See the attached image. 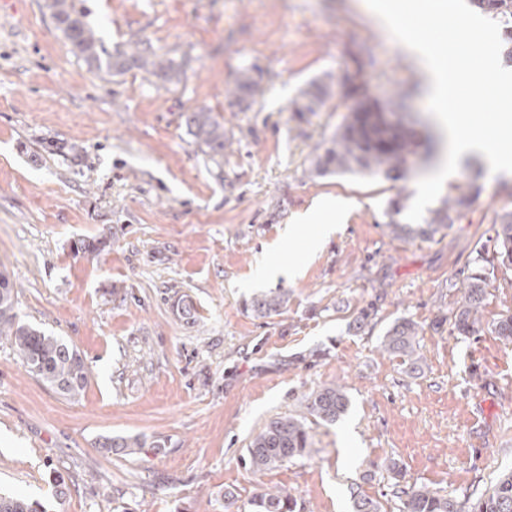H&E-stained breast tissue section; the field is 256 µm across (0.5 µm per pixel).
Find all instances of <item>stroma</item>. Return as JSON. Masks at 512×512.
Returning a JSON list of instances; mask_svg holds the SVG:
<instances>
[{"mask_svg": "<svg viewBox=\"0 0 512 512\" xmlns=\"http://www.w3.org/2000/svg\"><path fill=\"white\" fill-rule=\"evenodd\" d=\"M43 3L0 0V271L19 319L72 344L89 374L66 400L0 337V492L43 512H224L225 493L244 503L282 487L303 512H351L360 495L397 512L396 486L469 504L512 468V344L489 331L512 314V271L490 280L483 331L449 324L493 212L512 209V179L483 183L463 223L434 237L391 234L382 213L415 194L433 142L421 92L395 94L423 71L361 0H76L108 53L151 47L182 64L177 84L89 70ZM250 65L262 91L243 107L229 91ZM346 68L418 131L406 179L309 176L348 113L328 104L300 120L288 103L313 80L339 98ZM201 109L224 119L221 162L187 132ZM328 196L347 201V223L316 254L305 226L284 246ZM81 239L103 247L75 253ZM270 255L300 276L256 282ZM279 291L281 314L246 309ZM180 295L196 323L173 315ZM369 305L374 321L351 329ZM402 317L421 327L415 371L380 349ZM331 383L348 411L312 424L304 457L244 466L270 419ZM117 435L148 445L99 448Z\"/></svg>", "mask_w": 512, "mask_h": 512, "instance_id": "1", "label": "stroma"}]
</instances>
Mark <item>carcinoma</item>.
<instances>
[{
  "label": "carcinoma",
  "instance_id": "1",
  "mask_svg": "<svg viewBox=\"0 0 512 512\" xmlns=\"http://www.w3.org/2000/svg\"><path fill=\"white\" fill-rule=\"evenodd\" d=\"M470 2L499 23L501 61L504 66L512 67V0ZM44 8L64 34L72 53L90 70L118 74L139 69L164 83L180 81L181 65L147 47L134 53L104 55L101 38L76 9L75 0H44ZM261 81V70L255 66L244 67L229 94L239 102L252 99L261 91ZM338 82L343 97L334 109L346 108L350 118L324 151L313 156L309 175L350 173L382 175L391 180L401 178L416 143L415 130L397 123L381 131V136H373L364 124L363 114L382 112L384 107L369 95L356 75L346 71ZM326 101L325 86L313 80L300 90L298 97L289 101L288 110L302 118L307 112L317 111ZM185 126L200 150L211 160L224 158V150L231 142L224 131V123L214 113L206 110L190 112L185 115ZM480 191L481 187L473 181L464 187H453L439 206L429 211L424 223L415 227L396 219L404 209L403 197L399 196L389 201L385 211L387 224L398 236L431 238L440 228L461 223ZM491 223L494 234L476 250L475 271L466 277V283L460 288L461 298L451 329L458 336H474L482 329L480 311L487 298L489 272L495 269L512 271V210L494 212ZM286 303L287 295L277 292L255 295L246 307L255 316L266 318L280 314ZM15 304L13 285L1 274L0 336L10 337L18 361L37 379L67 399L80 395L88 383V369L80 352L62 338L21 322ZM171 308L177 317L196 321L194 305L187 299L178 298L171 303ZM491 332L512 343V314L501 316L492 324ZM418 335L417 323L400 318L387 329L382 347L389 354L403 358V362L414 369ZM348 403L343 387L332 384L307 396L303 413L271 419L246 449L249 469L255 473L271 471L304 456L310 438L309 420L333 424L345 414ZM99 445L109 453L118 454L144 448L146 441L139 437L112 436L103 438ZM397 498L400 502L398 512H512V470L503 473L492 488L466 510L452 494H441L414 484L400 488ZM297 508V500L283 488L261 492L242 506L237 505L234 494H224L227 512L232 509L235 512H297ZM39 509L37 502L0 494V512H39Z\"/></svg>",
  "mask_w": 512,
  "mask_h": 512
}]
</instances>
